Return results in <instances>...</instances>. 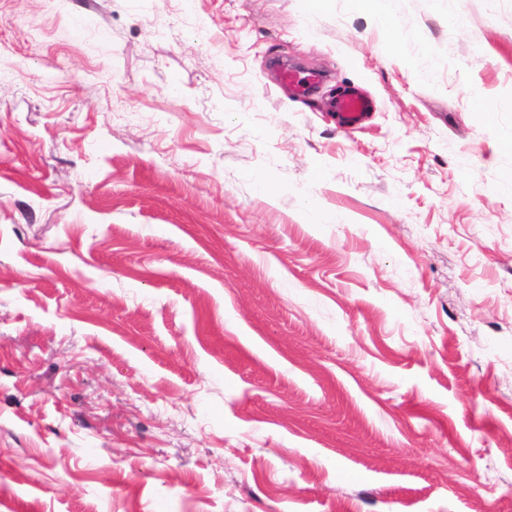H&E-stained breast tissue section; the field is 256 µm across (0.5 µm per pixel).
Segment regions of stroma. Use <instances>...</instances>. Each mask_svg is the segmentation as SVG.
Wrapping results in <instances>:
<instances>
[{"mask_svg": "<svg viewBox=\"0 0 512 512\" xmlns=\"http://www.w3.org/2000/svg\"><path fill=\"white\" fill-rule=\"evenodd\" d=\"M379 10L0 0V512H512V0ZM372 108L371 99L359 88H353L336 101V109L343 127L357 128L362 125Z\"/></svg>", "mask_w": 512, "mask_h": 512, "instance_id": "35a3bbf8", "label": "stroma"}]
</instances>
